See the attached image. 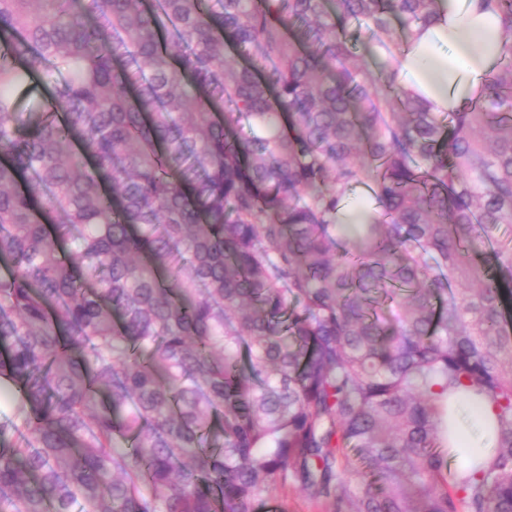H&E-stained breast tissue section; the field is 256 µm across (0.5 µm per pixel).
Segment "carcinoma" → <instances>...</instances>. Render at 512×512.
<instances>
[{"label":"carcinoma","mask_w":512,"mask_h":512,"mask_svg":"<svg viewBox=\"0 0 512 512\" xmlns=\"http://www.w3.org/2000/svg\"><path fill=\"white\" fill-rule=\"evenodd\" d=\"M486 6L505 51L437 114L395 61L438 0H0V512H512ZM257 512H333L329 502L313 500L298 490L278 488L272 499L260 504Z\"/></svg>","instance_id":"carcinoma-1"}]
</instances>
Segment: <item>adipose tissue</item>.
<instances>
[{
  "instance_id": "obj_1",
  "label": "adipose tissue",
  "mask_w": 512,
  "mask_h": 512,
  "mask_svg": "<svg viewBox=\"0 0 512 512\" xmlns=\"http://www.w3.org/2000/svg\"><path fill=\"white\" fill-rule=\"evenodd\" d=\"M400 86L435 112H450L476 94L503 47L501 21L477 0H441L428 25L403 39Z\"/></svg>"
}]
</instances>
